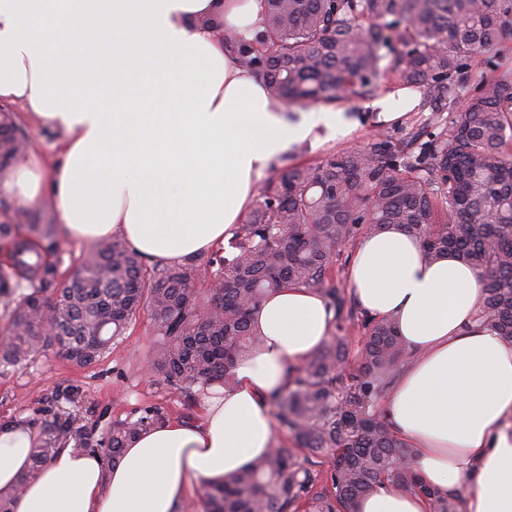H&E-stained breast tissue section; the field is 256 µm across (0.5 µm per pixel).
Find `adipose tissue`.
Here are the masks:
<instances>
[{"label": "adipose tissue", "mask_w": 512, "mask_h": 512, "mask_svg": "<svg viewBox=\"0 0 512 512\" xmlns=\"http://www.w3.org/2000/svg\"><path fill=\"white\" fill-rule=\"evenodd\" d=\"M213 16L249 37L262 27L261 0H0V102L22 103L62 135L52 171L23 156L0 188L26 207L51 201L78 245L117 238L168 264L223 245L275 156L350 123L338 111L290 121L201 27ZM349 283L409 353L382 408L414 444L423 480L461 492L462 512H512V343L478 320V271L451 255L428 262L419 240L390 227L357 244ZM331 321L314 290L266 297L253 317L262 344L238 363L236 387L205 398L201 424L166 421L113 466L64 448L30 471L35 429L0 424V495L13 512H175L193 485L267 452V396ZM358 512L428 508L387 488Z\"/></svg>", "instance_id": "1"}]
</instances>
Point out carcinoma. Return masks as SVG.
<instances>
[{
    "instance_id": "obj_1",
    "label": "carcinoma",
    "mask_w": 512,
    "mask_h": 512,
    "mask_svg": "<svg viewBox=\"0 0 512 512\" xmlns=\"http://www.w3.org/2000/svg\"><path fill=\"white\" fill-rule=\"evenodd\" d=\"M264 29L224 41L241 67L258 74L288 104L368 97L386 71L398 84L448 110V121L406 147L378 132L360 150L328 154L314 166L291 165L264 180L254 208L234 231L231 256L213 253L148 265L115 238L84 252L81 276L56 284V267L32 240L53 248V225L0 224V243L25 291L4 304L0 366L15 367L56 346L77 366L119 344L147 308L156 334L145 368L187 400L237 385V361L260 343L252 316L282 289L317 291L333 311V333L285 370L268 397L293 448L275 443L246 468L203 487V512H356L358 501L393 486L426 499L430 512H460L458 497L428 486L415 449L395 431L381 401L408 358L387 318L364 311L333 283L342 247L395 225L417 237L424 256L448 253L473 264L483 281L479 321L512 342V72L473 77L471 61L512 43V0H265ZM13 116L0 113V166L27 152ZM205 278L201 292L197 281ZM362 329L350 359L339 335ZM166 421L148 405L112 423L105 458L116 462L138 435ZM90 444L70 423L45 426L32 469L61 447Z\"/></svg>"
}]
</instances>
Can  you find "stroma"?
I'll list each match as a JSON object with an SVG mask.
<instances>
[{
    "label": "stroma",
    "mask_w": 512,
    "mask_h": 512,
    "mask_svg": "<svg viewBox=\"0 0 512 512\" xmlns=\"http://www.w3.org/2000/svg\"><path fill=\"white\" fill-rule=\"evenodd\" d=\"M397 91V83L389 74L380 80L375 95L332 104V111L352 116L355 127L333 140L307 142L305 152H289V163L312 165L329 153L363 148L381 129L403 145L426 124L447 118V111L427 109L405 112L397 121H383L376 101ZM8 109L16 125L28 134L30 150L44 160L53 159L59 133L38 125L21 105L12 103ZM154 336V318L143 310L133 317L122 341L90 366L73 365L53 346L31 355L23 365L0 369V421L22 417L39 431L44 422L59 416L75 421L94 444L106 439L114 420L144 405L162 408L171 420L199 422L203 416L201 401L186 402L147 375L145 363Z\"/></svg>",
    "instance_id": "obj_1"
}]
</instances>
